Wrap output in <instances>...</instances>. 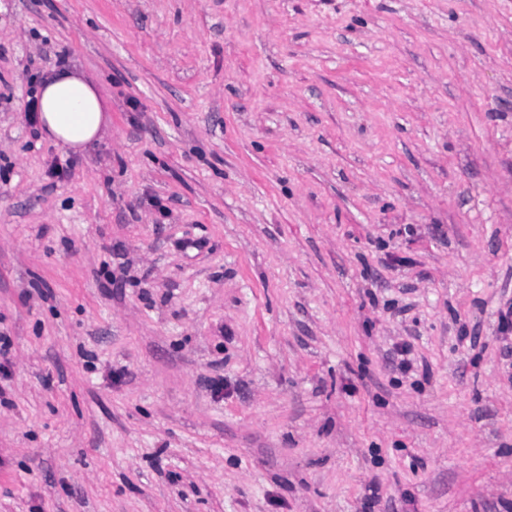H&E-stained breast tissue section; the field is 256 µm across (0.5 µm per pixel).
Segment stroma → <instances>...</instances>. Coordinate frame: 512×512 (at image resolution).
Returning a JSON list of instances; mask_svg holds the SVG:
<instances>
[{
    "instance_id": "stroma-1",
    "label": "stroma",
    "mask_w": 512,
    "mask_h": 512,
    "mask_svg": "<svg viewBox=\"0 0 512 512\" xmlns=\"http://www.w3.org/2000/svg\"><path fill=\"white\" fill-rule=\"evenodd\" d=\"M511 306L512 0H0V512H512ZM63 66L43 75L35 97L41 134L71 150L83 153L105 136L109 120L95 84Z\"/></svg>"
}]
</instances>
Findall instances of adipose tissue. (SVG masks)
Returning <instances> with one entry per match:
<instances>
[{
    "label": "adipose tissue",
    "instance_id": "adipose-tissue-1",
    "mask_svg": "<svg viewBox=\"0 0 512 512\" xmlns=\"http://www.w3.org/2000/svg\"><path fill=\"white\" fill-rule=\"evenodd\" d=\"M35 97L41 134L75 153L105 136L109 120L94 83L64 66L43 75Z\"/></svg>",
    "mask_w": 512,
    "mask_h": 512
}]
</instances>
